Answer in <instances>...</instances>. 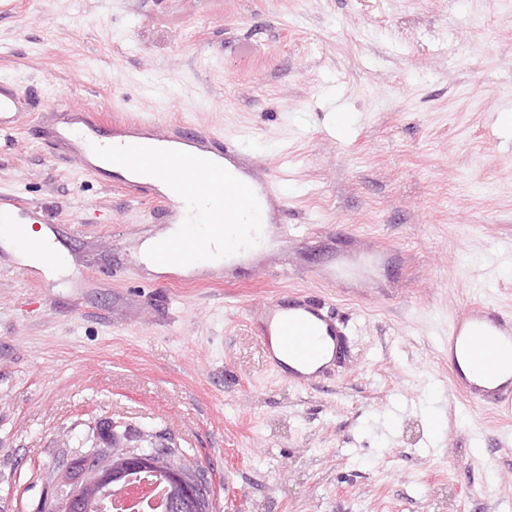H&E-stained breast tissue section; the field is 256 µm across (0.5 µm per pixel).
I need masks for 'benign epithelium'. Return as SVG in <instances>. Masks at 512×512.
<instances>
[{
  "mask_svg": "<svg viewBox=\"0 0 512 512\" xmlns=\"http://www.w3.org/2000/svg\"><path fill=\"white\" fill-rule=\"evenodd\" d=\"M92 448L76 455L84 460V471L81 479L73 480L74 490L57 504L59 512H73V500L80 497L81 481L98 485L101 492H106L112 481L120 477V473L112 469V449L123 448L128 454V470H154V459L159 448H175V439L166 431L142 432L133 429L122 421L113 419L98 420L88 425ZM190 471L184 469L175 454L167 456L166 468L162 475L171 481L178 482L186 501L193 508H200L201 493L204 489L189 479Z\"/></svg>",
  "mask_w": 512,
  "mask_h": 512,
  "instance_id": "benign-epithelium-1",
  "label": "benign epithelium"
}]
</instances>
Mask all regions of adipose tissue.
<instances>
[{
	"mask_svg": "<svg viewBox=\"0 0 512 512\" xmlns=\"http://www.w3.org/2000/svg\"><path fill=\"white\" fill-rule=\"evenodd\" d=\"M0 240L11 246L25 263L43 267L58 278L67 276L63 252L48 230L38 231L29 224H15Z\"/></svg>",
	"mask_w": 512,
	"mask_h": 512,
	"instance_id": "ef3b65f1",
	"label": "adipose tissue"
}]
</instances>
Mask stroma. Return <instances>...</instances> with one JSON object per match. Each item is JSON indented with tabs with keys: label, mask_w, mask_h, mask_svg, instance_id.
Masks as SVG:
<instances>
[{
	"label": "stroma",
	"mask_w": 512,
	"mask_h": 512,
	"mask_svg": "<svg viewBox=\"0 0 512 512\" xmlns=\"http://www.w3.org/2000/svg\"><path fill=\"white\" fill-rule=\"evenodd\" d=\"M0 78L224 136L293 233L239 282L170 281L138 256L150 203L0 134V192L73 264L41 285L0 246V512L61 496L102 418L175 436L210 512H512V415L448 372L467 304L512 319V0H0ZM373 250L371 277L315 276ZM299 292L350 328L304 387L252 312Z\"/></svg>",
	"instance_id": "35a3bbf8"
}]
</instances>
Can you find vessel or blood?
Listing matches in <instances>:
<instances>
[{"label":"vessel or blood","mask_w":512,"mask_h":512,"mask_svg":"<svg viewBox=\"0 0 512 512\" xmlns=\"http://www.w3.org/2000/svg\"><path fill=\"white\" fill-rule=\"evenodd\" d=\"M36 121L43 136L62 156H78L91 176H101L100 166L92 161V146L102 138L113 145H127L130 137L150 136L152 120L104 119L98 111L72 110L65 102L55 111L33 113L26 107L14 82L0 79V132L19 130ZM160 148L203 152L211 161H237L238 145L217 135L198 137L171 125L156 138ZM153 201L172 224L182 223L187 214L183 200L153 192ZM28 205L13 194H0V223L20 217ZM258 331L271 369L289 383L303 385L327 372L329 352L343 351L347 342V324L325 308L322 301L296 294L288 301H269L259 308ZM448 355L453 372L451 390L472 403L492 405L512 414V375L504 376L512 366V325L494 315L487 305L465 306L448 327Z\"/></svg>","instance_id":"obj_1"}]
</instances>
